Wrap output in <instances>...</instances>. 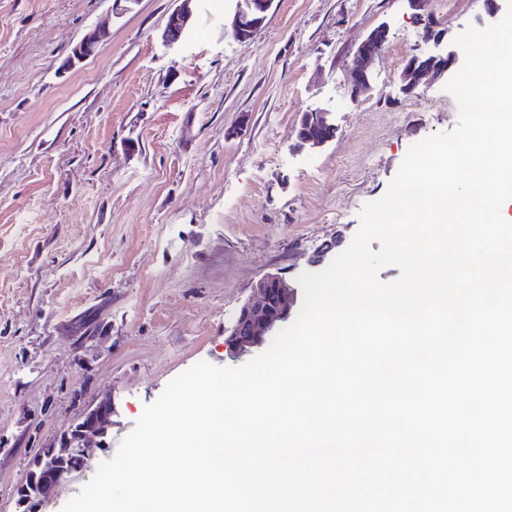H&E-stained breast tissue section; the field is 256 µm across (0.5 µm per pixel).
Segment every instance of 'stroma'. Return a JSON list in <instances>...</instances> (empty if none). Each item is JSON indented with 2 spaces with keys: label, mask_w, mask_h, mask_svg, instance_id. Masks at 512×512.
I'll return each instance as SVG.
<instances>
[{
  "label": "stroma",
  "mask_w": 512,
  "mask_h": 512,
  "mask_svg": "<svg viewBox=\"0 0 512 512\" xmlns=\"http://www.w3.org/2000/svg\"><path fill=\"white\" fill-rule=\"evenodd\" d=\"M112 7L0 0V512L37 448L100 401L104 445L39 512H62L178 374L250 361L227 338L256 283L323 270L409 147L457 121L445 79L401 90L424 46L407 0H274L247 42L224 26L237 0H193L174 47L161 34L175 0ZM428 9L453 36L487 24L484 0ZM381 24L370 87L352 98V53ZM98 25L97 54L59 75ZM316 110L336 135L300 144ZM87 312L100 329L80 347L71 326Z\"/></svg>",
  "instance_id": "35a3bbf8"
}]
</instances>
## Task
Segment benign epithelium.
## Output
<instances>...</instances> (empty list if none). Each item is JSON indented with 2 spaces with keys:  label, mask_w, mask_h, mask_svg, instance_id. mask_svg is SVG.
<instances>
[{
  "label": "benign epithelium",
  "mask_w": 512,
  "mask_h": 512,
  "mask_svg": "<svg viewBox=\"0 0 512 512\" xmlns=\"http://www.w3.org/2000/svg\"><path fill=\"white\" fill-rule=\"evenodd\" d=\"M180 5L168 17L162 40L168 46L181 43L190 30L192 0H179ZM231 29L236 39L247 42L254 38L265 24L273 0H239ZM414 17L423 25L426 49L412 54L402 74L401 90L413 92L421 78L432 74L452 78L460 69L461 55L453 44L454 37L438 27L426 13L427 0H407ZM388 29L379 25L372 29L352 54L348 69L351 97L357 98L370 86V67L375 55L387 39ZM105 32L88 29L74 44L60 65L62 70H72L87 58L95 55L103 42ZM305 122L318 126L319 135L301 138L305 145L320 146L330 141L335 127L329 122L328 113L313 111L305 115ZM293 288L279 275H268L254 287L253 297L241 308L237 321L227 339V347L235 354H242L259 346L264 338L285 321L290 314V296ZM112 424V402L103 401L89 409L66 434L50 447L37 449L25 478L16 487V512H36L44 494L52 487L70 479L72 471L66 461L73 455L88 459L93 440L103 444Z\"/></svg>",
  "instance_id": "7a95c632"
}]
</instances>
